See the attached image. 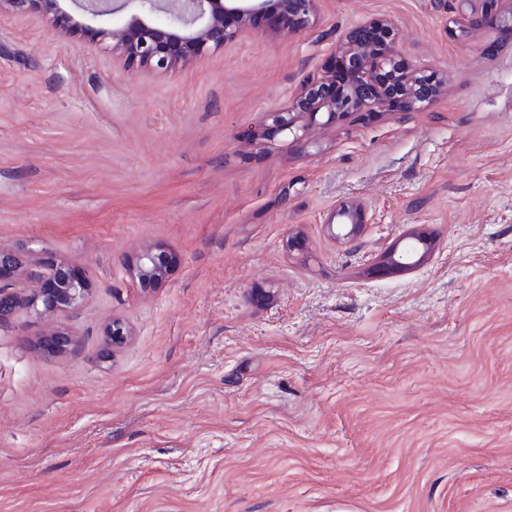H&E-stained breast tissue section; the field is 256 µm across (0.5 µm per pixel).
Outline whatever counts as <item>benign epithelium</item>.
Wrapping results in <instances>:
<instances>
[{"mask_svg":"<svg viewBox=\"0 0 512 512\" xmlns=\"http://www.w3.org/2000/svg\"><path fill=\"white\" fill-rule=\"evenodd\" d=\"M18 13H39L53 26L70 36L95 43H106L125 61L156 70L173 69L189 61L203 59L207 52L221 48L251 27V20L264 16L270 25L289 34L307 28L315 14L316 0H71L73 10L61 7L60 0H0ZM495 0H455V12L461 17L458 31L484 25ZM123 14L118 24L114 15ZM341 56L349 62L350 74L344 85H336L332 76H309L288 108L272 115V129L302 140L308 126L325 111L327 122L358 112L376 102L402 99L390 115L405 119L439 93L436 77L422 74L409 66L397 50L395 25L387 19L365 23L348 32L340 45ZM329 221L330 235L343 244L357 246L365 224L357 205L340 208ZM402 248L387 255L391 269H412L427 251L429 242L419 234L401 238ZM166 254L153 248L144 250L132 267L135 279L149 284L162 277ZM22 280L34 290L26 294L0 279V324L23 307L39 310L43 316H71L84 302L85 284L75 279L64 263L39 262L25 268ZM108 344H117L127 336L122 321L115 320L105 329Z\"/></svg>","mask_w":512,"mask_h":512,"instance_id":"7a95c632","label":"benign epithelium"}]
</instances>
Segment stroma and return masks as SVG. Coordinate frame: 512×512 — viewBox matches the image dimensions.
Listing matches in <instances>:
<instances>
[{"label": "stroma", "instance_id": "35a3bbf8", "mask_svg": "<svg viewBox=\"0 0 512 512\" xmlns=\"http://www.w3.org/2000/svg\"><path fill=\"white\" fill-rule=\"evenodd\" d=\"M452 17L317 0L157 71L0 11V249L87 285L57 322L77 350H40L27 309L0 328V512H512V0ZM376 19L434 101L239 138ZM421 230L420 266L379 271ZM149 247L171 262L142 286ZM455 12L460 16L458 31L465 35L469 30L484 25L485 18L494 8L496 0H454ZM336 217L340 218L344 224H334ZM363 222L361 208L351 205L340 208L326 227L335 240L350 247H356L365 228Z\"/></svg>", "mask_w": 512, "mask_h": 512}]
</instances>
